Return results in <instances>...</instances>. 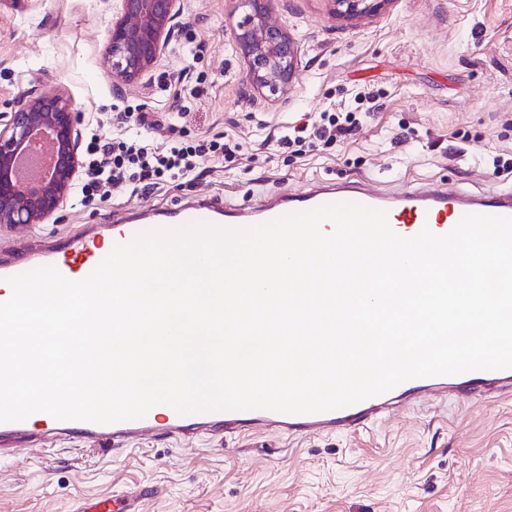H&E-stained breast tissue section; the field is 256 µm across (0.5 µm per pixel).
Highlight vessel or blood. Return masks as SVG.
<instances>
[{"label":"vessel or blood","instance_id":"vessel-or-blood-1","mask_svg":"<svg viewBox=\"0 0 512 512\" xmlns=\"http://www.w3.org/2000/svg\"><path fill=\"white\" fill-rule=\"evenodd\" d=\"M337 203H355L386 211L391 229L403 237L415 236L425 228L434 234L444 235L468 214L512 217V188L451 190L437 183H428L376 191L362 180L319 181L304 192L285 194L247 211L214 200L200 201L172 212L147 210L129 222L91 227L50 246H25L23 258L8 256L0 259V302L11 295L9 277L52 266L67 279L78 281L88 276L116 245L129 243L137 235L151 230L198 222L222 228H247L290 213ZM431 391L477 392L511 398L512 369L414 378L359 403L311 414H285L265 409L182 414L160 404L142 418L101 424L58 420L38 412L22 421L0 422V456L16 455L19 448L31 443L50 444L73 436L92 440L112 451L120 450L133 445L151 430L162 431L176 441L196 434L221 436L266 425L276 427L294 439L335 429L354 432L374 424L377 416L383 415L390 405Z\"/></svg>","mask_w":512,"mask_h":512}]
</instances>
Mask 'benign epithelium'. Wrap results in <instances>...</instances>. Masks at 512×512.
Masks as SVG:
<instances>
[{"mask_svg":"<svg viewBox=\"0 0 512 512\" xmlns=\"http://www.w3.org/2000/svg\"><path fill=\"white\" fill-rule=\"evenodd\" d=\"M107 46L109 74L131 82L158 63L178 26L181 0H117ZM341 20L353 22L379 13L388 0H331ZM270 0H247L249 12L239 24L237 43L247 65V79L262 92L284 88L299 62L296 43L269 23ZM81 113L64 95H23L11 112L0 113V224H41L80 185ZM47 134L53 144L51 170L37 189L20 185L15 173L18 158L35 137Z\"/></svg>","mask_w":512,"mask_h":512,"instance_id":"obj_1","label":"benign epithelium"}]
</instances>
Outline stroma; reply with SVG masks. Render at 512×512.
<instances>
[{
	"label": "stroma",
	"instance_id": "35a3bbf8",
	"mask_svg": "<svg viewBox=\"0 0 512 512\" xmlns=\"http://www.w3.org/2000/svg\"><path fill=\"white\" fill-rule=\"evenodd\" d=\"M115 0H0V113L19 94H66L82 132L135 134L154 145L230 142L193 181L105 199L74 196L42 224L0 225V252L55 241L142 208L218 199L247 210L319 180L373 189L512 184V0H388L347 23L331 0H272L269 21L297 43L288 86L257 92L236 48L239 0H183L158 65L119 84L105 74ZM205 40L197 57L192 42ZM145 112L149 127L117 121ZM358 128L298 152L287 127L322 113ZM154 495L140 497L142 487ZM139 495V512H512V399L427 398L363 432L291 441L206 434L149 436L102 454L80 439L0 459V512H73L86 497Z\"/></svg>",
	"mask_w": 512,
	"mask_h": 512
}]
</instances>
